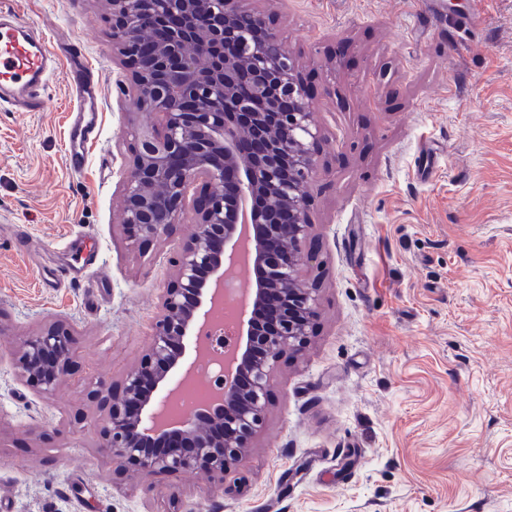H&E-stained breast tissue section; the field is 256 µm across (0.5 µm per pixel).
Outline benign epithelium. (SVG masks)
<instances>
[{"label":"benign epithelium","instance_id":"7a95c632","mask_svg":"<svg viewBox=\"0 0 512 512\" xmlns=\"http://www.w3.org/2000/svg\"><path fill=\"white\" fill-rule=\"evenodd\" d=\"M112 52L129 72L134 108L156 115L132 131L123 185L128 240L156 241L189 210L193 231L122 397L112 398L111 388L98 383L95 395L110 409L92 427L102 454L145 477L193 469L223 474L242 464L264 424L275 354H302L313 331L317 288L302 275L309 257L301 248L312 227L311 199L301 187L315 172L320 131L281 34L244 0H112ZM257 198L261 209L253 207ZM242 264L254 280L225 348L224 385L207 405L166 421L161 411L174 377L188 374L201 356V333L223 296L224 270ZM271 294L282 300L272 321L265 314ZM71 362L72 333L58 324L23 337L16 365L49 392ZM241 372L251 378L248 391L234 383ZM215 425L224 432L212 434ZM166 436L189 442L193 452L146 451Z\"/></svg>","mask_w":512,"mask_h":512}]
</instances>
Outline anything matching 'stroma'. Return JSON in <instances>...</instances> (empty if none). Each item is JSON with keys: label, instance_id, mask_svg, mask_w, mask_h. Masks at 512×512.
I'll return each mask as SVG.
<instances>
[{"label": "stroma", "instance_id": "stroma-1", "mask_svg": "<svg viewBox=\"0 0 512 512\" xmlns=\"http://www.w3.org/2000/svg\"><path fill=\"white\" fill-rule=\"evenodd\" d=\"M280 31L321 131L303 244L317 332L281 357L245 461L141 477L87 423L152 333L189 228L121 225L128 71L107 0H0L102 87L82 174L66 164L65 72L39 112L0 106V512H512V0H248ZM479 13L477 28L466 18ZM26 226L19 250L16 226ZM65 266L80 269L59 281ZM70 325L51 393L23 337Z\"/></svg>", "mask_w": 512, "mask_h": 512}]
</instances>
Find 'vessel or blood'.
Returning a JSON list of instances; mask_svg holds the SVG:
<instances>
[{"label":"vessel or blood","mask_w":512,"mask_h":512,"mask_svg":"<svg viewBox=\"0 0 512 512\" xmlns=\"http://www.w3.org/2000/svg\"><path fill=\"white\" fill-rule=\"evenodd\" d=\"M60 58L56 48L31 26L12 17L0 18V103L10 104L17 112L39 111L43 102L38 94ZM72 84L77 104L72 113L74 128L82 140H90L96 128L88 116L87 99L99 98L100 83L90 65H83Z\"/></svg>","instance_id":"1"}]
</instances>
